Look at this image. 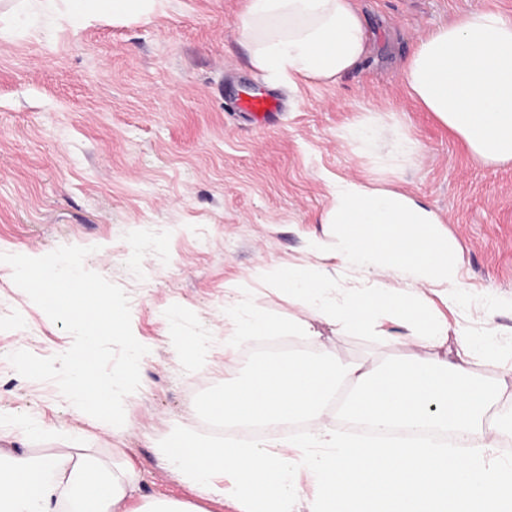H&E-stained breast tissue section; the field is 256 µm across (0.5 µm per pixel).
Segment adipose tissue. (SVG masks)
Returning <instances> with one entry per match:
<instances>
[{"label": "adipose tissue", "mask_w": 512, "mask_h": 512, "mask_svg": "<svg viewBox=\"0 0 512 512\" xmlns=\"http://www.w3.org/2000/svg\"><path fill=\"white\" fill-rule=\"evenodd\" d=\"M150 0H15L12 13L57 12L88 18L150 13ZM238 29L251 66L276 83L338 81L369 56L354 0H246ZM408 95L461 138L485 163L512 162V20L493 9L465 13L420 38L402 67ZM325 217L334 227L332 255L370 275L364 288L338 287L325 273L292 267L262 271L307 313L282 322L258 302L234 313V350L253 337L290 335L317 343L315 315L342 336L392 338L403 328L409 350L378 365L330 351L319 359L271 357L255 362L235 385L211 395L209 414L237 426H261L266 447L225 441L200 445L183 431L160 448L164 463L205 494L228 497L246 512H292L299 473L320 488L313 512H512V462L489 467L512 433V339L496 332L450 340L427 289L460 287L453 243L435 229L436 215L413 197L340 179ZM407 275L408 284L394 282ZM407 437L376 444L343 435L329 412ZM298 420L311 429L285 435ZM0 430V512H130L133 464L109 467L62 449L18 455ZM232 482H225V475Z\"/></svg>", "instance_id": "adipose-tissue-1"}]
</instances>
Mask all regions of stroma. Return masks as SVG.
Returning <instances> with one entry per match:
<instances>
[{"label":"stroma","instance_id":"35a3bbf8","mask_svg":"<svg viewBox=\"0 0 512 512\" xmlns=\"http://www.w3.org/2000/svg\"><path fill=\"white\" fill-rule=\"evenodd\" d=\"M374 35L367 61L338 82L271 85L253 70L237 29L243 0H156L149 17L102 15L76 25L55 14L11 28L0 41V253L90 248L84 261L134 299L131 327L148 347L141 385L125 399V424L105 432L51 381L0 368V427L38 422L47 434L15 443L41 456L79 438L77 454L133 463L131 512L156 500L200 512H243L205 495L160 459L172 431L217 442L204 401L249 369L255 341L224 350L235 332L225 308L258 299L279 320L302 316L287 293L266 289L258 269L293 265L339 271L338 284L365 276L309 253L325 238L336 179L375 181L425 204L456 243L462 286L432 300L449 336L493 326L512 336V164L473 158L460 139L406 93L401 68L417 40L460 13L494 8L512 19V0H357ZM280 98L271 123L237 108L252 92ZM371 114L378 138L365 149L343 133ZM419 141L393 158L399 137ZM311 324L324 347L351 358L400 356L402 345L337 337ZM203 340L204 363L174 339ZM72 336L0 270V354L24 349L49 358Z\"/></svg>","mask_w":512,"mask_h":512}]
</instances>
